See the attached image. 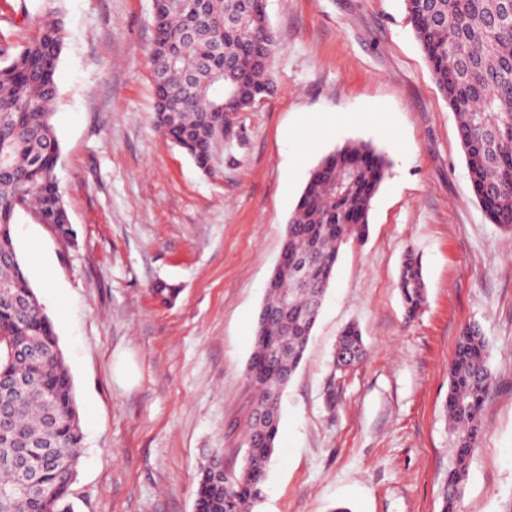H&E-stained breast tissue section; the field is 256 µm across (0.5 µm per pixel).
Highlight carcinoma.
Instances as JSON below:
<instances>
[{
	"label": "carcinoma",
	"mask_w": 512,
	"mask_h": 512,
	"mask_svg": "<svg viewBox=\"0 0 512 512\" xmlns=\"http://www.w3.org/2000/svg\"><path fill=\"white\" fill-rule=\"evenodd\" d=\"M415 37L435 84L457 118L466 165L489 221L512 231V0H406ZM156 127L206 170L224 143L221 112H245L274 93L276 38L262 0H157L153 5ZM63 15L50 11L21 50L0 66V512H73L83 433L75 383L51 318L17 256L13 224L24 214L73 235L58 187L60 143L52 123L55 80L64 48ZM388 162L372 143L353 140L310 172L288 220L284 247L319 267L300 284L283 271L270 279L262 311L288 323L257 322L247 377L267 410L262 432L251 419L238 473L197 476L195 512H252L275 452L279 401L304 357L341 246L368 232L372 200ZM421 263L408 252L398 288L407 313L424 306ZM337 346L364 351L357 326ZM487 339L466 326L448 365V429L456 448L442 512H455L471 456L482 436L481 413L493 385ZM34 483L18 488V462Z\"/></svg>",
	"instance_id": "carcinoma-1"
}]
</instances>
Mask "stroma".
<instances>
[{
	"mask_svg": "<svg viewBox=\"0 0 512 512\" xmlns=\"http://www.w3.org/2000/svg\"><path fill=\"white\" fill-rule=\"evenodd\" d=\"M60 6L52 123L74 236L27 218L13 234L74 378L84 434L75 512H194L195 476L214 451L239 471L256 403L246 367L288 219L310 170L350 140L372 143L389 166L368 237L341 247L283 393L253 512H441L455 465L448 364L472 322L494 382L456 512H500L512 498V232L477 201L405 0H266L275 92L237 113L209 172L154 125L153 0ZM47 7L0 0V65ZM340 113L336 134L295 151ZM33 242L51 281L33 268ZM409 252L426 289L412 317L398 288ZM158 282L179 288L175 301L153 295ZM350 324L366 351L340 371L336 343ZM122 351L141 366L129 390L111 371Z\"/></svg>",
	"mask_w": 512,
	"mask_h": 512,
	"instance_id": "1",
	"label": "stroma"
}]
</instances>
